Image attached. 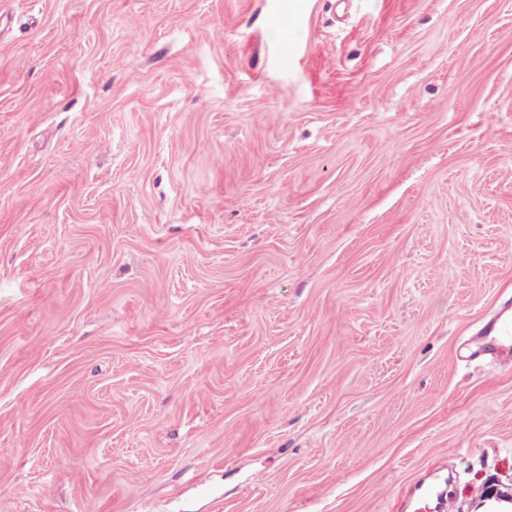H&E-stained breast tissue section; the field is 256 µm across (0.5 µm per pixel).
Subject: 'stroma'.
Masks as SVG:
<instances>
[{
	"label": "stroma",
	"mask_w": 512,
	"mask_h": 512,
	"mask_svg": "<svg viewBox=\"0 0 512 512\" xmlns=\"http://www.w3.org/2000/svg\"><path fill=\"white\" fill-rule=\"evenodd\" d=\"M512 0H0V512L512 496ZM502 309L488 320L478 336L464 346L465 359L491 360L502 366H512V311Z\"/></svg>",
	"instance_id": "1"
}]
</instances>
